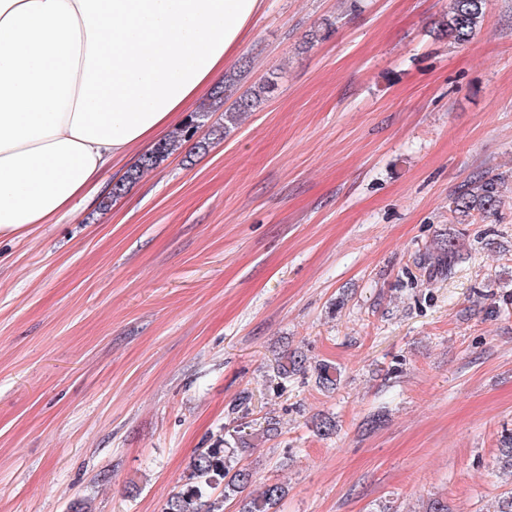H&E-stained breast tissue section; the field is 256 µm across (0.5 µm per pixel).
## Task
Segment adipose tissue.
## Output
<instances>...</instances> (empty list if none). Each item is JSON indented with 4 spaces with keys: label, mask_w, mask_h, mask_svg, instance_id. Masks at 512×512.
Wrapping results in <instances>:
<instances>
[{
    "label": "adipose tissue",
    "mask_w": 512,
    "mask_h": 512,
    "mask_svg": "<svg viewBox=\"0 0 512 512\" xmlns=\"http://www.w3.org/2000/svg\"><path fill=\"white\" fill-rule=\"evenodd\" d=\"M266 0H0V237L54 224L224 79Z\"/></svg>",
    "instance_id": "1"
}]
</instances>
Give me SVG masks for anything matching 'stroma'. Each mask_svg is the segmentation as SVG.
Here are the masks:
<instances>
[{"instance_id": "1", "label": "stroma", "mask_w": 512, "mask_h": 512, "mask_svg": "<svg viewBox=\"0 0 512 512\" xmlns=\"http://www.w3.org/2000/svg\"><path fill=\"white\" fill-rule=\"evenodd\" d=\"M449 4L267 0L228 67L276 88L230 135L210 141L215 112L207 149L114 206L0 239V512H162L245 391L242 463L286 485L279 512H493L512 490V0L462 46L437 32ZM480 173L505 180L498 216L459 223ZM448 238L452 272L415 265ZM294 350L306 371L270 382Z\"/></svg>"}]
</instances>
